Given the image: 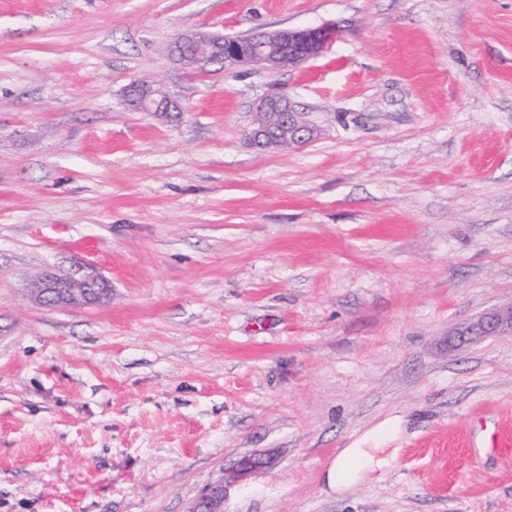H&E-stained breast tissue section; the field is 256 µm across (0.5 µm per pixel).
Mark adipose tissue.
<instances>
[{
    "mask_svg": "<svg viewBox=\"0 0 512 512\" xmlns=\"http://www.w3.org/2000/svg\"><path fill=\"white\" fill-rule=\"evenodd\" d=\"M393 448H342L325 465L321 483L324 492L347 495L375 472L391 469L396 464Z\"/></svg>",
    "mask_w": 512,
    "mask_h": 512,
    "instance_id": "adipose-tissue-1",
    "label": "adipose tissue"
}]
</instances>
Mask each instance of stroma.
I'll use <instances>...</instances> for the list:
<instances>
[{
  "instance_id": "35a3bbf8",
  "label": "stroma",
  "mask_w": 512,
  "mask_h": 512,
  "mask_svg": "<svg viewBox=\"0 0 512 512\" xmlns=\"http://www.w3.org/2000/svg\"><path fill=\"white\" fill-rule=\"evenodd\" d=\"M322 26L284 70L166 52ZM266 95L314 138L251 145ZM80 268L111 298L30 300ZM511 304L512 0H0V512H187L258 453L224 512H512V335L453 340ZM127 104L136 111L155 112L167 120L179 117L181 108L166 93L146 81H133L125 88ZM397 448H340L325 465L321 483L327 494L347 495L377 471L396 464Z\"/></svg>"
}]
</instances>
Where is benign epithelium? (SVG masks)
<instances>
[{
    "instance_id": "7a95c632",
    "label": "benign epithelium",
    "mask_w": 512,
    "mask_h": 512,
    "mask_svg": "<svg viewBox=\"0 0 512 512\" xmlns=\"http://www.w3.org/2000/svg\"><path fill=\"white\" fill-rule=\"evenodd\" d=\"M336 30L328 27L281 30L273 40H263L252 52H244L235 44L224 48L213 46L206 34L182 35L167 47L169 56L178 64L195 66L224 54L237 65L256 64L268 69L296 67L319 55L334 40ZM127 104L136 111L154 112L167 120L179 117L181 108L169 95L146 81H134L126 86ZM254 120L248 132L250 142L261 148L264 142L275 140L277 146L298 145L310 140L314 130L288 101L271 96L257 99L252 107ZM36 303L47 308H67L95 305L108 299L112 288L108 280L96 273L75 272L58 275L46 271L30 286ZM512 334V306L486 314L457 332L458 340L466 343L474 338ZM272 459L247 455L238 459L224 477L211 484L192 504L188 512H224L226 486L238 482L257 470L268 467Z\"/></svg>"
}]
</instances>
